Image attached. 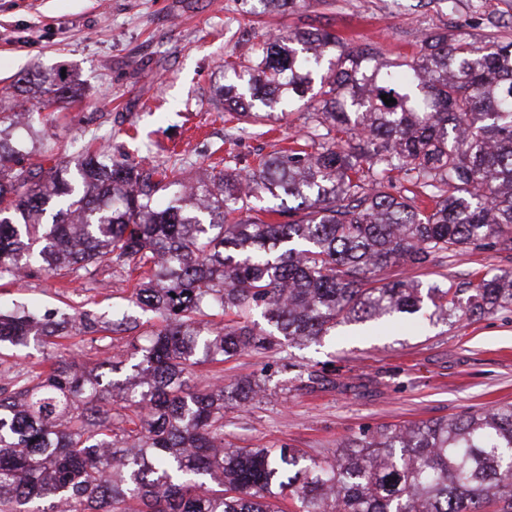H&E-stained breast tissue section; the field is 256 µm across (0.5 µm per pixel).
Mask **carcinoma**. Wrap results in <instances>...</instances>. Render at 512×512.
Listing matches in <instances>:
<instances>
[{"label": "carcinoma", "mask_w": 512, "mask_h": 512, "mask_svg": "<svg viewBox=\"0 0 512 512\" xmlns=\"http://www.w3.org/2000/svg\"><path fill=\"white\" fill-rule=\"evenodd\" d=\"M232 71L224 111L251 124L285 116L319 82L313 132L190 185L175 163L102 147L73 166L28 164L55 145L12 143L19 114L0 99V281L135 272L130 302L157 319L124 359L104 350L86 370L60 353L0 385V512H283L279 498L296 512H512V406L381 427L317 459L224 440V411L266 392L265 375L188 387L195 367L283 339L422 316L426 295L470 321L512 304V272L425 294L383 277L447 251H512V39L486 48L453 28L386 58L313 28L265 36ZM38 81L29 115L79 97L59 74ZM394 173L418 191L393 194ZM264 198L281 220L251 215ZM140 326L0 304V349L79 334L98 346Z\"/></svg>", "instance_id": "obj_1"}]
</instances>
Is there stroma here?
<instances>
[{
    "label": "stroma",
    "instance_id": "obj_1",
    "mask_svg": "<svg viewBox=\"0 0 512 512\" xmlns=\"http://www.w3.org/2000/svg\"><path fill=\"white\" fill-rule=\"evenodd\" d=\"M257 0H0V93L42 71H65L79 102L49 114L59 157L78 158L85 144L168 165L185 175L239 166L309 131L298 105L273 132L224 110L218 94L224 64L265 33L325 28L388 56L415 50L424 33L457 26L492 45L512 36V0H298L292 9L259 14ZM512 271V252L487 250L441 258L414 271L422 288L458 285L475 274ZM130 285L105 272L71 282L42 273L0 288V301L45 311L70 304L103 320L128 308ZM264 373L265 396L224 413V437L242 448L287 446L317 459L341 441L467 411L512 405V307L476 321L399 319L376 335L370 324L340 325L322 343L245 351L197 367L192 389Z\"/></svg>",
    "mask_w": 512,
    "mask_h": 512
}]
</instances>
